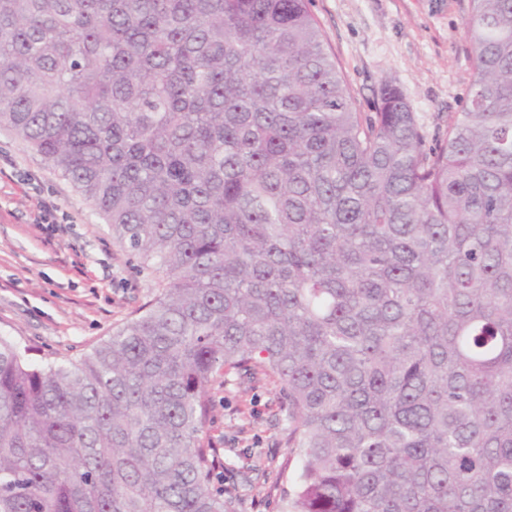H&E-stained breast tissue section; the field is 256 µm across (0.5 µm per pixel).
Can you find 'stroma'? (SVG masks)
Returning a JSON list of instances; mask_svg holds the SVG:
<instances>
[{"label": "stroma", "instance_id": "35a3bbf8", "mask_svg": "<svg viewBox=\"0 0 512 512\" xmlns=\"http://www.w3.org/2000/svg\"><path fill=\"white\" fill-rule=\"evenodd\" d=\"M359 112L389 82L426 146L462 111L472 70L468 0H309ZM112 238L104 217L59 172L0 127V333L37 365L81 362L159 289ZM206 436L223 449L234 512H276L299 462L285 446L273 387L213 389Z\"/></svg>", "mask_w": 512, "mask_h": 512}]
</instances>
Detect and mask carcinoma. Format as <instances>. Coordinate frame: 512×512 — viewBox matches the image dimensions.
I'll return each mask as SVG.
<instances>
[{"mask_svg":"<svg viewBox=\"0 0 512 512\" xmlns=\"http://www.w3.org/2000/svg\"><path fill=\"white\" fill-rule=\"evenodd\" d=\"M425 148L309 0H0V127L161 292L80 363L0 336V512H232L214 384L279 394L282 512H512V0Z\"/></svg>","mask_w":512,"mask_h":512,"instance_id":"obj_1","label":"carcinoma"}]
</instances>
